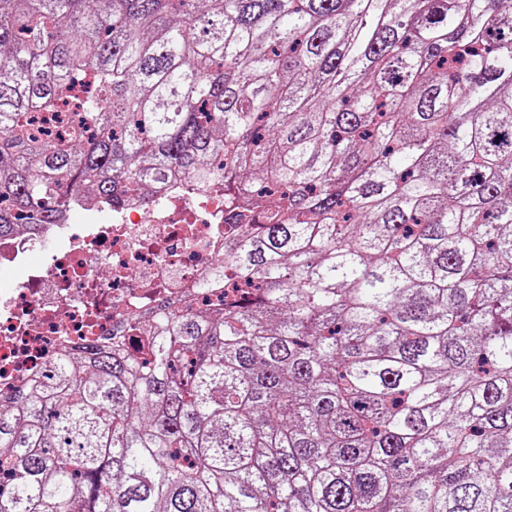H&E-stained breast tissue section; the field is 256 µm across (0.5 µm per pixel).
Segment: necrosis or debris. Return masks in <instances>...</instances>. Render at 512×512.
<instances>
[{"instance_id":"1","label":"necrosis or debris","mask_w":512,"mask_h":512,"mask_svg":"<svg viewBox=\"0 0 512 512\" xmlns=\"http://www.w3.org/2000/svg\"><path fill=\"white\" fill-rule=\"evenodd\" d=\"M172 173L152 202L131 197L103 217L85 195L42 236L0 241V391L41 380L90 337L121 338L131 318L204 307L201 284L224 267V191Z\"/></svg>"}]
</instances>
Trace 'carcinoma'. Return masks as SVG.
<instances>
[{
	"instance_id": "obj_1",
	"label": "carcinoma",
	"mask_w": 512,
	"mask_h": 512,
	"mask_svg": "<svg viewBox=\"0 0 512 512\" xmlns=\"http://www.w3.org/2000/svg\"><path fill=\"white\" fill-rule=\"evenodd\" d=\"M173 170L234 275L0 392V512H512V0H0V240Z\"/></svg>"
}]
</instances>
